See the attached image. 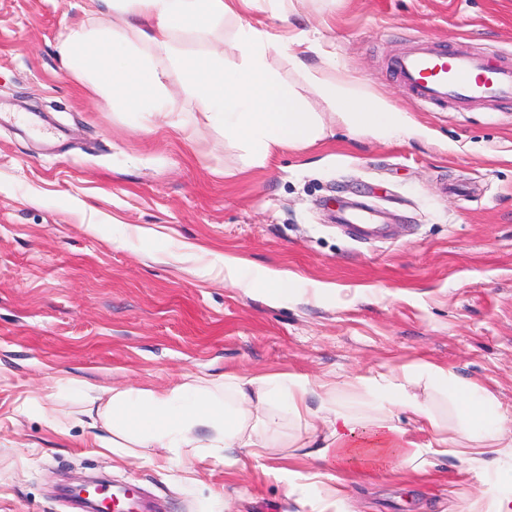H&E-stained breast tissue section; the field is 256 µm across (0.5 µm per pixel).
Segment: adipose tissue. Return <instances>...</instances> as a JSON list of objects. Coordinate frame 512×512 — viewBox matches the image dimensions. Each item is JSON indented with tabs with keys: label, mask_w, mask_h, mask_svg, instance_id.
<instances>
[{
	"label": "adipose tissue",
	"mask_w": 512,
	"mask_h": 512,
	"mask_svg": "<svg viewBox=\"0 0 512 512\" xmlns=\"http://www.w3.org/2000/svg\"><path fill=\"white\" fill-rule=\"evenodd\" d=\"M104 9L94 26H73L57 45L67 74L84 82L108 107L162 117L167 113L171 83H179L193 102L194 126L223 134L240 152L243 169L266 167L285 147L305 148L331 132L309 100L275 67L285 57L300 71L338 122L378 140L424 129L397 112L387 99L373 95L330 62L308 66L314 44L296 33H272L263 17L282 20L294 14L292 0H100ZM122 19L136 31L129 39L114 30ZM235 23L233 50L215 41L198 53L184 48L187 33H210L220 22ZM224 284L245 294L277 303L291 293L287 272L266 269L246 273L234 258L220 260ZM362 388L379 424L362 425L336 402V389L290 374L206 378L164 392L113 387L103 412L105 431L96 435L99 447L122 449V440L149 450L212 457L227 465L237 462V450L261 457L278 433L275 407L299 418L318 421L324 429L319 447L309 457L335 460L336 474L373 476L394 473L405 465L420 471L429 457L467 455L478 459L488 448L512 447V414L496 396L460 378L446 367L422 362L390 375L354 378ZM448 400L452 419L441 423L435 398ZM409 414L430 441L419 445L392 425L395 413Z\"/></svg>",
	"instance_id": "obj_1"
}]
</instances>
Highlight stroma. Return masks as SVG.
I'll use <instances>...</instances> for the list:
<instances>
[{"mask_svg": "<svg viewBox=\"0 0 512 512\" xmlns=\"http://www.w3.org/2000/svg\"><path fill=\"white\" fill-rule=\"evenodd\" d=\"M88 0H0V512H76L65 486H140L160 512H440L496 489L475 462L436 456L404 483L311 484L326 463L283 415L282 447L246 466L95 446L81 382L165 390L198 376L292 373L338 384L433 362L512 405V107L419 103L389 68L422 42L512 61V0H304L294 27L339 69L423 126L380 142L337 127L240 172L172 88L155 127L114 112L65 74L57 42L91 23ZM385 230L356 240L344 203ZM127 238L113 246L112 227ZM242 260L293 273L279 304L179 261ZM334 292L314 293L315 284ZM294 472L285 484L280 469Z\"/></svg>", "mask_w": 512, "mask_h": 512, "instance_id": "35a3bbf8", "label": "stroma"}]
</instances>
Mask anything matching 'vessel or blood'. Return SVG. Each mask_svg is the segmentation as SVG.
Instances as JSON below:
<instances>
[{"label": "vessel or blood", "instance_id": "vessel-or-blood-1", "mask_svg": "<svg viewBox=\"0 0 512 512\" xmlns=\"http://www.w3.org/2000/svg\"><path fill=\"white\" fill-rule=\"evenodd\" d=\"M390 66L423 103L468 110L512 102V65H494L461 49L425 43L397 54ZM112 499L122 503L127 512H150L149 504L132 488L113 491Z\"/></svg>", "mask_w": 512, "mask_h": 512}]
</instances>
